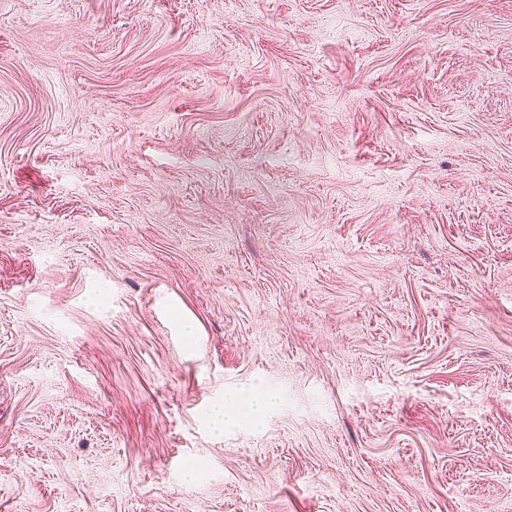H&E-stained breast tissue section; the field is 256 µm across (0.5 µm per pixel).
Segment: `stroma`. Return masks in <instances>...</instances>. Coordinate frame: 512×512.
<instances>
[{"instance_id": "35a3bbf8", "label": "stroma", "mask_w": 512, "mask_h": 512, "mask_svg": "<svg viewBox=\"0 0 512 512\" xmlns=\"http://www.w3.org/2000/svg\"><path fill=\"white\" fill-rule=\"evenodd\" d=\"M0 512H512V0H0Z\"/></svg>"}]
</instances>
